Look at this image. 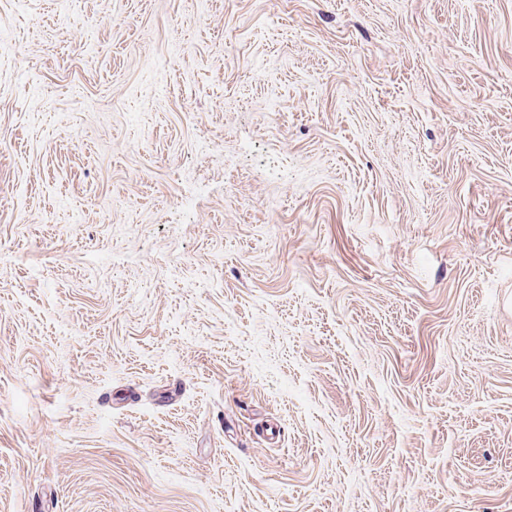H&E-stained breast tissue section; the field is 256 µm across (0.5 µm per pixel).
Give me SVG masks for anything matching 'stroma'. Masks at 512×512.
<instances>
[{"label":"stroma","instance_id":"stroma-1","mask_svg":"<svg viewBox=\"0 0 512 512\" xmlns=\"http://www.w3.org/2000/svg\"><path fill=\"white\" fill-rule=\"evenodd\" d=\"M0 512H512V0H0Z\"/></svg>","mask_w":512,"mask_h":512}]
</instances>
